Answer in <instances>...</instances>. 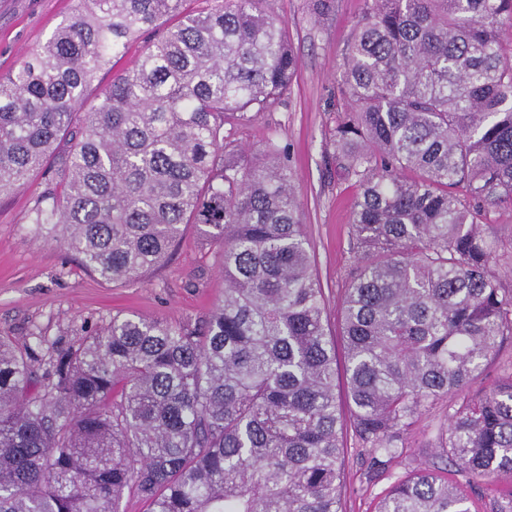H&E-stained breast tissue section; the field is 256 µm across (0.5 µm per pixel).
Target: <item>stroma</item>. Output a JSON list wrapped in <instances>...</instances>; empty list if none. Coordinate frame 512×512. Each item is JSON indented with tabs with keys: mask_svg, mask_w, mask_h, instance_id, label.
<instances>
[{
	"mask_svg": "<svg viewBox=\"0 0 512 512\" xmlns=\"http://www.w3.org/2000/svg\"><path fill=\"white\" fill-rule=\"evenodd\" d=\"M75 0H0V75L15 69L50 38L71 13ZM270 10L289 27L297 70L288 96L273 110L237 126H225L235 145L256 154L277 143L295 173L310 243L316 253L328 318L336 311L355 265L349 219L357 189L337 176L330 132L340 106L339 64L364 0H339L333 19L315 22L307 0H269ZM43 173L0 197V334L19 343L42 336L48 345L66 344L81 326L101 327L114 314L165 322L206 318L222 297L217 249L201 226L187 225L167 264L130 283H108L84 270L74 256L28 220ZM447 401L423 413L407 437L403 456L383 473L367 470L365 451L353 433L345 435L346 488L342 512H373L376 497L398 477L438 461L434 448L445 424ZM468 498L470 512H497L507 486L469 484L452 473Z\"/></svg>",
	"mask_w": 512,
	"mask_h": 512,
	"instance_id": "1",
	"label": "stroma"
}]
</instances>
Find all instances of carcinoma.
I'll return each mask as SVG.
<instances>
[{
    "label": "carcinoma",
    "mask_w": 512,
    "mask_h": 512,
    "mask_svg": "<svg viewBox=\"0 0 512 512\" xmlns=\"http://www.w3.org/2000/svg\"><path fill=\"white\" fill-rule=\"evenodd\" d=\"M187 2L76 0L0 77V195L48 174L31 223L112 283L160 266L201 224L224 276L205 320L114 315L47 360L43 341L0 335V512H120L128 492L148 512H341L338 355L377 472L512 338V242L499 248L490 224L512 204V0H365L331 132L336 172L358 188L339 335L282 149L252 160L224 140L288 94V27L268 0ZM308 6L320 22L338 0ZM437 455L474 485L512 484V379L448 405ZM374 512L470 509L447 473L421 467ZM144 42L139 39L129 44L125 54L115 62L114 66L110 69H104L98 73L94 85L88 90V101L95 99L103 88L111 84L112 80L119 74L123 73L127 68L139 59L143 52Z\"/></svg>",
    "instance_id": "1"
}]
</instances>
